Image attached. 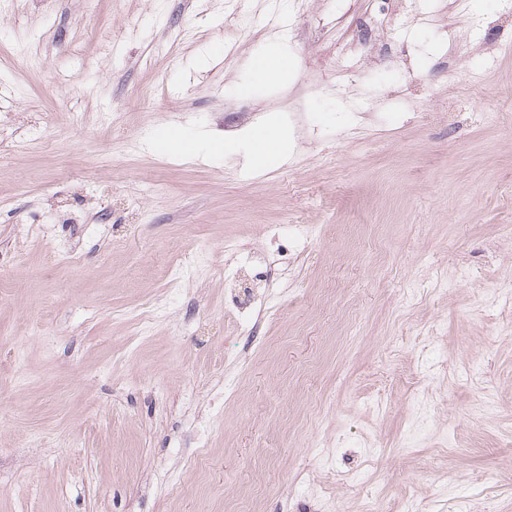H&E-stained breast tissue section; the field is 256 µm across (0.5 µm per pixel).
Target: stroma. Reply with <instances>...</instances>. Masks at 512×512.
<instances>
[{
  "label": "stroma",
  "instance_id": "stroma-1",
  "mask_svg": "<svg viewBox=\"0 0 512 512\" xmlns=\"http://www.w3.org/2000/svg\"><path fill=\"white\" fill-rule=\"evenodd\" d=\"M410 501L512 512V0H0V512ZM265 132L273 148L270 150L267 143L258 142L257 137L254 138L251 152L255 156V160L259 163H264L266 159L270 157L283 155L288 150V138L286 136L277 135L272 129L269 133L267 128ZM211 261L210 247L207 243H203L194 257L173 267L169 266L165 274L170 278L172 285L180 286L192 280L197 269L201 266H209Z\"/></svg>",
  "mask_w": 512,
  "mask_h": 512
}]
</instances>
